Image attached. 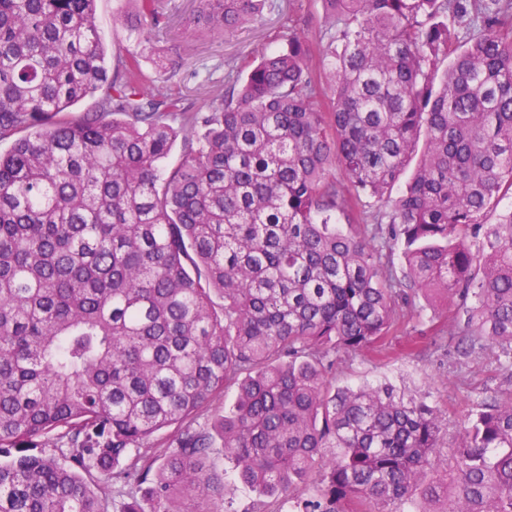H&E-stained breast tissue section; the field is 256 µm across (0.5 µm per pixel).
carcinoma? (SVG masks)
<instances>
[{"mask_svg": "<svg viewBox=\"0 0 512 512\" xmlns=\"http://www.w3.org/2000/svg\"><path fill=\"white\" fill-rule=\"evenodd\" d=\"M96 2L0 0V512H111L118 472L153 512H220L230 481L292 512H512V395L449 440L427 399L333 382L439 303L463 355H512V209L484 222L512 198V0H322L321 43L288 29L205 112L148 91L140 20L108 68ZM263 2L201 0L194 29Z\"/></svg>", "mask_w": 512, "mask_h": 512, "instance_id": "cac0c4a2", "label": "carcinoma"}]
</instances>
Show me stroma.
I'll list each match as a JSON object with an SVG mask.
<instances>
[{"label": "stroma", "instance_id": "stroma-1", "mask_svg": "<svg viewBox=\"0 0 512 512\" xmlns=\"http://www.w3.org/2000/svg\"><path fill=\"white\" fill-rule=\"evenodd\" d=\"M165 13L161 29L150 30L152 51L141 60L155 72L157 57L176 59V76L158 79V87L183 93L184 104L206 111L228 81L244 71L261 49L277 45L289 26H297L309 41L321 37V0H268L260 22L224 38L194 31L191 20L200 0H160ZM125 0H97L95 24L108 49L124 41V24L130 12ZM449 312H437L433 321L408 319L388 337L386 354L342 357L336 362L337 385L386 380L410 394H429L446 411L449 433H456L478 404L512 393V378L500 368L495 353L467 358L431 347L430 336L448 328Z\"/></svg>", "mask_w": 512, "mask_h": 512}]
</instances>
